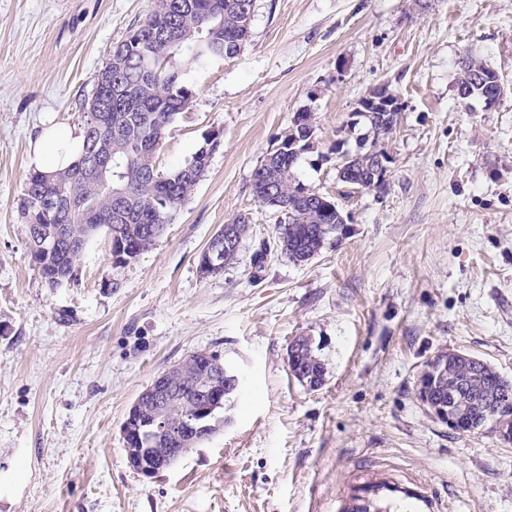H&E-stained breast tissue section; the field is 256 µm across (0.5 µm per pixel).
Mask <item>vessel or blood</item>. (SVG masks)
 Masks as SVG:
<instances>
[{
  "label": "vessel or blood",
  "mask_w": 512,
  "mask_h": 512,
  "mask_svg": "<svg viewBox=\"0 0 512 512\" xmlns=\"http://www.w3.org/2000/svg\"><path fill=\"white\" fill-rule=\"evenodd\" d=\"M336 512H440V504L432 492L402 486L383 475L367 485H350L338 499Z\"/></svg>",
  "instance_id": "1"
}]
</instances>
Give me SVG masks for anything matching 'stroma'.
<instances>
[{
    "label": "stroma",
    "mask_w": 512,
    "mask_h": 512,
    "mask_svg": "<svg viewBox=\"0 0 512 512\" xmlns=\"http://www.w3.org/2000/svg\"><path fill=\"white\" fill-rule=\"evenodd\" d=\"M153 0H0V512H335L349 483L390 468L436 493L444 512H512V444L459 433L417 395L448 351L512 381V0H257L235 57L195 69L160 170L221 144L155 245L112 265L99 234L70 281L46 288L21 214L32 144L83 133V104L113 46ZM469 55L509 92L460 103ZM385 84L403 102L385 142L384 194L336 176L356 151L360 99ZM301 112L312 149L295 177L346 224L309 261L278 250L277 217L252 175ZM247 217L236 263L205 278L198 257ZM308 337L321 386L290 372ZM196 352L240 378L215 432L146 478L120 428L165 369Z\"/></svg>",
    "instance_id": "obj_1"
}]
</instances>
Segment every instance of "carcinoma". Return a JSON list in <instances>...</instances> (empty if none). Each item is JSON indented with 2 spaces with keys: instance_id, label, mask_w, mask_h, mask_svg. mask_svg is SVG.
Returning a JSON list of instances; mask_svg holds the SVG:
<instances>
[{
  "instance_id": "carcinoma-1",
  "label": "carcinoma",
  "mask_w": 512,
  "mask_h": 512,
  "mask_svg": "<svg viewBox=\"0 0 512 512\" xmlns=\"http://www.w3.org/2000/svg\"><path fill=\"white\" fill-rule=\"evenodd\" d=\"M170 4L167 14L145 21L156 29L154 37L144 38L139 25L112 48L111 57L124 58L120 68L107 62L112 67V82L122 89L121 94H106L102 99L104 108L112 112V125L101 132L84 127L82 153L75 164L50 172L35 170L25 182L21 214L31 258L40 264L38 272L51 290L62 287L52 276L73 275L86 247L102 231L123 243L125 264L135 262L172 223L174 214L189 200L210 165L208 154L201 147L196 149L200 153L199 166L190 175L181 167L168 172L150 168L140 161V156L160 150L182 103L193 94L187 72L173 63L175 56L185 52L201 69L237 55L250 36L251 24L245 16L255 10L256 0H170ZM468 60L469 65L485 73L487 84L483 89L494 93L498 80L494 70L479 58L470 56ZM355 116L358 120L351 127L361 123L366 127L362 146L380 151L399 119L397 112L385 113L388 120L384 123L377 122L371 112L361 111ZM312 128L310 113L298 114L288 130L299 139L301 151H270L277 193L261 201L283 215L276 225L274 245L294 263L313 258L331 236L342 235L344 228L341 212L308 205L299 197L306 187L296 180L294 168L301 154L310 150ZM109 139L112 160L118 163L113 171L127 189L121 200L114 199L107 187L78 177V168L90 158L94 141ZM339 159L337 176L341 182L379 193L387 189V184L375 176L366 152L342 151ZM46 199L59 201V210L48 220L32 211L35 204ZM62 224L69 227L73 247L46 250L52 230ZM291 349L294 353L289 355V366L293 374L311 376L316 383H322L324 364L308 339L298 338ZM430 366L434 371L429 374L425 391L427 401L432 405L446 404L449 391L461 390L466 425H482L491 430L496 423L494 408L512 406V396L503 393L505 378L480 359L455 361L444 353ZM177 378L175 396L169 405V419L176 425V434L157 442V447L171 453L196 445L214 433L212 420L216 411L224 407L222 400L212 406L201 421L204 429H187L181 421L197 416V395L212 384V378L208 366L198 362L186 364Z\"/></svg>"
}]
</instances>
